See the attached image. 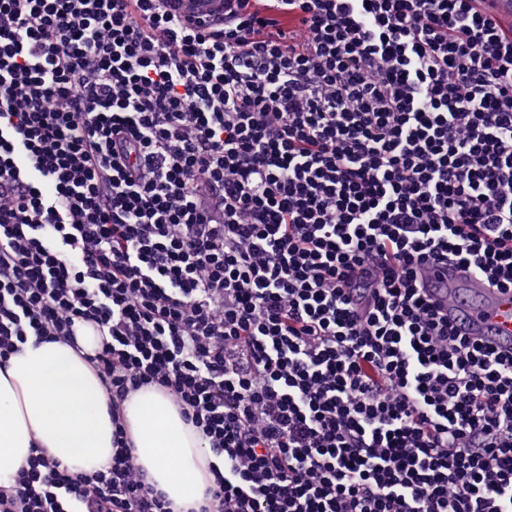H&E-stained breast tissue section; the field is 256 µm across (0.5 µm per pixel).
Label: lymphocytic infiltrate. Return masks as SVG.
<instances>
[{"instance_id":"1","label":"lymphocytic infiltrate","mask_w":512,"mask_h":512,"mask_svg":"<svg viewBox=\"0 0 512 512\" xmlns=\"http://www.w3.org/2000/svg\"><path fill=\"white\" fill-rule=\"evenodd\" d=\"M0 0V366L104 342L116 452L0 512H172L124 404L212 457L189 512H512V351L418 269L512 289V26L488 0ZM180 12L183 17H206L220 20L224 16L223 0H182Z\"/></svg>"}]
</instances>
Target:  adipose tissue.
<instances>
[{"mask_svg":"<svg viewBox=\"0 0 512 512\" xmlns=\"http://www.w3.org/2000/svg\"><path fill=\"white\" fill-rule=\"evenodd\" d=\"M101 341L87 327L75 346L30 342L0 367V478L15 473L35 444L85 472L111 462L109 395L84 360ZM124 418L135 463L165 493L173 512H188L213 479L197 430L169 398L153 390L131 396Z\"/></svg>","mask_w":512,"mask_h":512,"instance_id":"adipose-tissue-1","label":"adipose tissue"}]
</instances>
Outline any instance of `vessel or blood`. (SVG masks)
<instances>
[{"label":"vessel or blood","instance_id":"vessel-or-blood-1","mask_svg":"<svg viewBox=\"0 0 512 512\" xmlns=\"http://www.w3.org/2000/svg\"><path fill=\"white\" fill-rule=\"evenodd\" d=\"M180 12L188 18L219 20L224 16V0H182ZM421 275L427 299L447 313L459 335L501 351L512 349L511 292L454 263L443 274L434 265H424Z\"/></svg>","mask_w":512,"mask_h":512}]
</instances>
